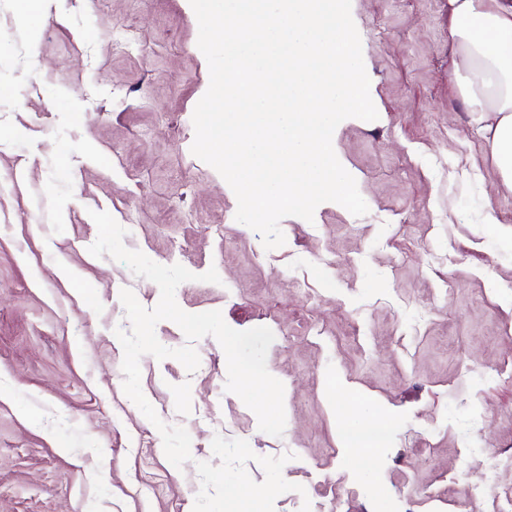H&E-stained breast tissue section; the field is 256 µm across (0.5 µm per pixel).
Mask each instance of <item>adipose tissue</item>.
<instances>
[{
	"instance_id": "ef3b65f1",
	"label": "adipose tissue",
	"mask_w": 512,
	"mask_h": 512,
	"mask_svg": "<svg viewBox=\"0 0 512 512\" xmlns=\"http://www.w3.org/2000/svg\"><path fill=\"white\" fill-rule=\"evenodd\" d=\"M451 34L461 55L453 82L505 184L512 187V0H448ZM393 423L371 413L343 432L357 452L383 447Z\"/></svg>"
}]
</instances>
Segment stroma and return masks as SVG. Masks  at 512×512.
Here are the masks:
<instances>
[{"label": "stroma", "instance_id": "stroma-1", "mask_svg": "<svg viewBox=\"0 0 512 512\" xmlns=\"http://www.w3.org/2000/svg\"><path fill=\"white\" fill-rule=\"evenodd\" d=\"M351 14L378 118L345 120L335 147L369 211L283 218L268 250L191 152L210 76L189 0H46L32 23L0 0V512H247L225 501L240 484L272 512H512V187L451 84L448 0ZM95 211L195 273L182 310L271 329L283 436L226 391L215 338L164 320L159 342L200 358L140 360L145 397L191 437L183 468L167 460L115 335L121 290L150 309L160 289L89 253ZM212 267L220 283L198 281ZM360 404L398 422L374 456L343 446Z\"/></svg>", "mask_w": 512, "mask_h": 512}]
</instances>
